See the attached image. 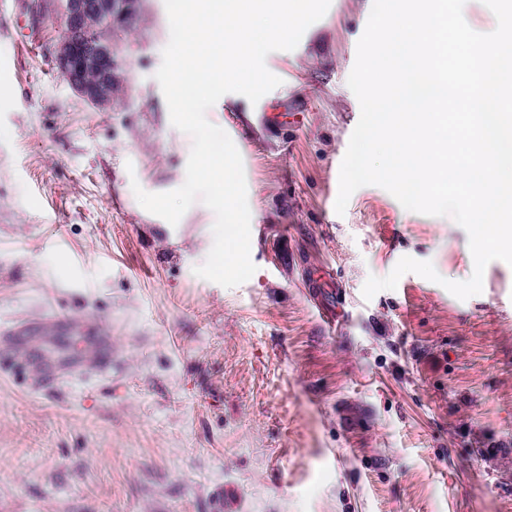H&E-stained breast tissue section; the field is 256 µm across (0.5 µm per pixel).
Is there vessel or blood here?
<instances>
[{"label":"vessel or blood","mask_w":512,"mask_h":512,"mask_svg":"<svg viewBox=\"0 0 512 512\" xmlns=\"http://www.w3.org/2000/svg\"><path fill=\"white\" fill-rule=\"evenodd\" d=\"M33 328L46 336L63 332L80 339L77 352L68 360L63 361L41 353L31 357L30 364L34 370V381L38 386L47 388L59 386L90 368L105 374L111 373L112 343L110 338L103 336L96 326L88 321L54 315L43 318L35 327L27 323L1 326L0 364L13 363V346L16 338Z\"/></svg>","instance_id":"obj_1"}]
</instances>
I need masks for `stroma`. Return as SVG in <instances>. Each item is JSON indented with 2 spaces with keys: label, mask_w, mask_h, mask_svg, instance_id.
I'll return each instance as SVG.
<instances>
[{
  "label": "stroma",
  "mask_w": 512,
  "mask_h": 512,
  "mask_svg": "<svg viewBox=\"0 0 512 512\" xmlns=\"http://www.w3.org/2000/svg\"><path fill=\"white\" fill-rule=\"evenodd\" d=\"M29 4L0 0V321L92 319L112 372L43 390L0 371V512H512V266L462 301L442 285L474 268L452 218L375 185L335 211L370 0H331L267 56L280 86L206 113L258 213L256 271L233 288L194 272L208 207L173 226L134 193L179 188L192 147L155 78L164 0L113 26L105 109L57 74ZM405 256L440 282L365 299Z\"/></svg>",
  "instance_id": "35a3bbf8"
}]
</instances>
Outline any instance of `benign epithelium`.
Instances as JSON below:
<instances>
[{
  "instance_id": "benign-epithelium-1",
  "label": "benign epithelium",
  "mask_w": 512,
  "mask_h": 512,
  "mask_svg": "<svg viewBox=\"0 0 512 512\" xmlns=\"http://www.w3.org/2000/svg\"><path fill=\"white\" fill-rule=\"evenodd\" d=\"M136 8V0H59L55 15L61 20L60 39L51 49L58 75L90 105L112 104L110 89L115 49L112 41L94 40L88 34V18L99 14L115 24L126 20ZM98 73L94 82L88 71Z\"/></svg>"
}]
</instances>
